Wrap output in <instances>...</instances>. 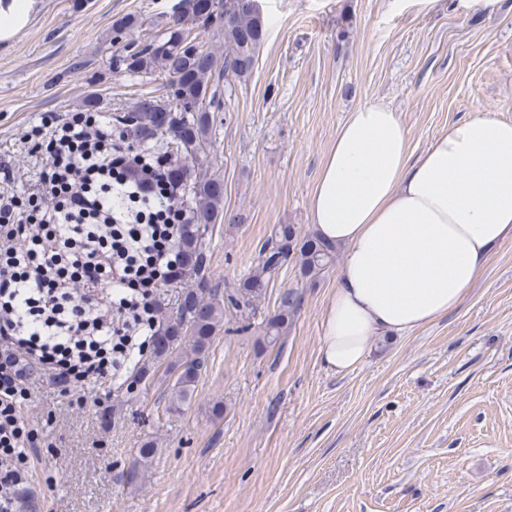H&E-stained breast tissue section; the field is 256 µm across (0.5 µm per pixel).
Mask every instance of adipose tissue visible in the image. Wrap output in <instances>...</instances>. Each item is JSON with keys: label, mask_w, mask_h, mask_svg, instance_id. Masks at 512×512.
Wrapping results in <instances>:
<instances>
[{"label": "adipose tissue", "mask_w": 512, "mask_h": 512, "mask_svg": "<svg viewBox=\"0 0 512 512\" xmlns=\"http://www.w3.org/2000/svg\"><path fill=\"white\" fill-rule=\"evenodd\" d=\"M311 220L346 249L320 351L325 369L344 375L368 359L374 337L456 309L512 240V122L483 113L416 155L396 112L359 107L324 157Z\"/></svg>", "instance_id": "1"}]
</instances>
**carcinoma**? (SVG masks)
Here are the masks:
<instances>
[{"label":"carcinoma","mask_w":512,"mask_h":512,"mask_svg":"<svg viewBox=\"0 0 512 512\" xmlns=\"http://www.w3.org/2000/svg\"><path fill=\"white\" fill-rule=\"evenodd\" d=\"M211 0H181V14L189 21L196 13L209 8ZM265 36L262 13L242 9L224 20V54L202 50L189 39L188 29L171 23L159 44L145 46L123 59L125 70L148 72L156 68L174 76L173 99L160 102L151 98L137 102L120 120L135 126L144 138H156L166 147L192 155L198 151L210 127V109L218 103L210 92L216 75L242 79L253 69ZM198 205L196 223L184 224L180 233L183 271L196 286L185 288L177 297L178 310L154 340L153 356L140 367L133 383L151 379L161 366L170 374L167 383V410L179 412L193 397L205 364L206 352L233 310L243 325L239 332L252 328L249 323L267 288L280 269L294 263L301 279L318 280L336 260L339 247L320 238L317 233H301L294 224L276 225L263 242L253 264L243 279L224 289V299L207 287L205 246L200 225L215 223L224 205V184L199 164L195 178ZM302 295L297 288L279 293L277 305L261 329L258 342L274 345L288 332L301 308ZM158 453L148 439L138 449L130 471V483L144 477Z\"/></svg>","instance_id":"1"}]
</instances>
